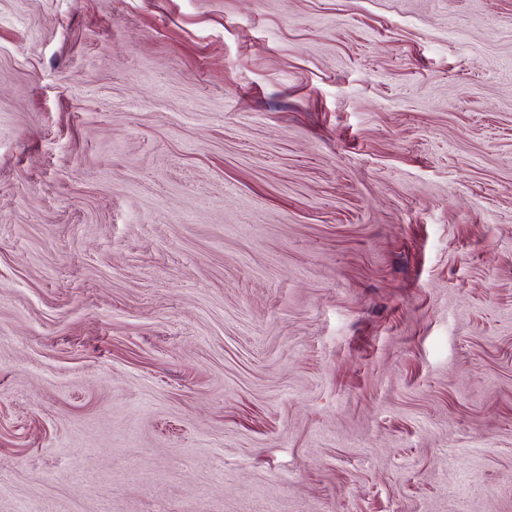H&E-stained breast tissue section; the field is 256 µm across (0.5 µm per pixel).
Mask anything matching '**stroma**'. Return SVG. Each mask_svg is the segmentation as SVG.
<instances>
[{"instance_id": "obj_1", "label": "stroma", "mask_w": 512, "mask_h": 512, "mask_svg": "<svg viewBox=\"0 0 512 512\" xmlns=\"http://www.w3.org/2000/svg\"><path fill=\"white\" fill-rule=\"evenodd\" d=\"M0 512H512V0H0Z\"/></svg>"}]
</instances>
